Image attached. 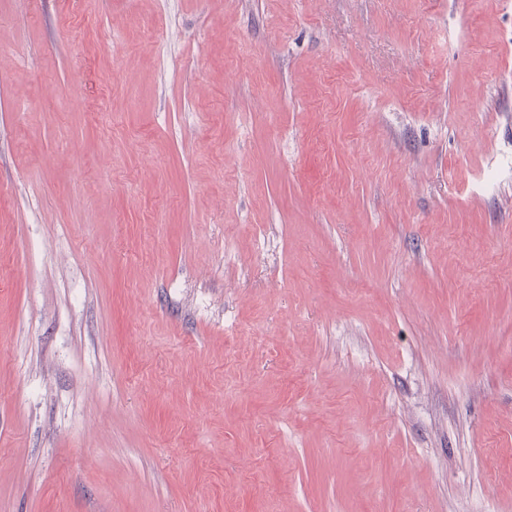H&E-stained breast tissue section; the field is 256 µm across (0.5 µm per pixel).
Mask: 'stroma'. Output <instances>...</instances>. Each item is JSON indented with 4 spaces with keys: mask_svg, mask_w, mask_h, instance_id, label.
<instances>
[{
    "mask_svg": "<svg viewBox=\"0 0 512 512\" xmlns=\"http://www.w3.org/2000/svg\"><path fill=\"white\" fill-rule=\"evenodd\" d=\"M0 41V512H512V0Z\"/></svg>",
    "mask_w": 512,
    "mask_h": 512,
    "instance_id": "obj_1",
    "label": "stroma"
}]
</instances>
